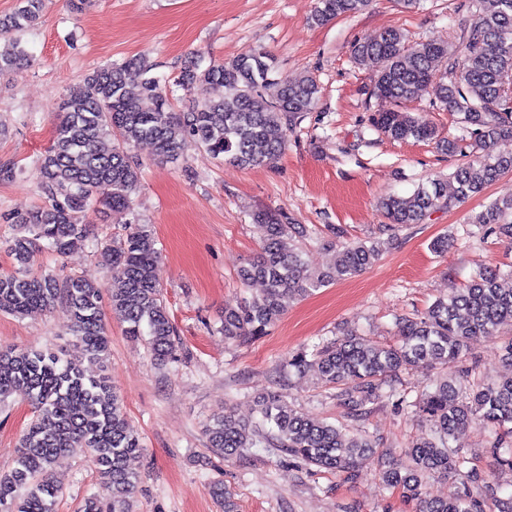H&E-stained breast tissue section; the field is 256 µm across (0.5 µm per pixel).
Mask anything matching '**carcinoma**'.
I'll use <instances>...</instances> for the list:
<instances>
[{
	"label": "carcinoma",
	"mask_w": 512,
	"mask_h": 512,
	"mask_svg": "<svg viewBox=\"0 0 512 512\" xmlns=\"http://www.w3.org/2000/svg\"><path fill=\"white\" fill-rule=\"evenodd\" d=\"M370 0H317L312 22L324 25L357 13ZM41 0H20L12 15L0 19V30L23 32L39 20ZM475 18L460 36L467 66L459 71L448 45L427 40L408 45L404 33L389 29L357 42L355 63L376 65L373 96L393 108L375 112L371 126L394 141H436L448 154L462 151L455 139L441 138L435 126L405 103L427 96L438 108L461 116L476 152L482 143L512 136V107H505L504 85L512 76V0H468ZM29 64L20 40L0 44V74ZM152 66L133 56L120 66H105L87 76L85 90L64 102L60 122L49 147L38 160L43 202L16 218L21 235L11 252L25 264L40 243L58 256L73 253L86 237V212L91 206L128 210L140 182V163L132 149L151 141L160 156L174 159L190 137L213 157L242 168L274 163L285 150L275 131L311 111L320 87L311 75L273 78L275 61L265 51L206 67L193 61L179 84L197 95L185 112H176L166 86L149 75ZM441 78L433 80L435 72ZM278 82L275 101L264 94ZM224 89L215 97L211 90ZM512 172V155L475 157L446 179H433L412 195H390L380 202L393 231L420 224L428 212L481 194L501 176ZM512 199L496 200L474 217L487 235L512 241ZM261 234L256 259L238 272L242 284H263L262 292L236 308H224V338H258L267 334L290 301L346 280L376 261L375 243L341 246L334 266L318 273L295 251L293 242L318 238L323 230L296 224L284 213L254 216ZM112 272L109 305L127 324L125 333L143 339L154 360L164 362L175 352L174 327L155 278L159 260L156 240L146 224L129 225V233L100 252ZM497 269L473 275L446 298L435 300L416 317L396 321V341L381 344L350 335L330 341L314 352L302 351L288 366L298 372L316 369L321 380L338 389L336 398L347 417L362 422L367 405L382 397L401 407H413L429 420L433 437L421 438L404 463L381 459L382 482L405 501L418 503L416 512H486L483 499L471 487L484 481L485 468L512 471V376L480 380L468 386L441 379L423 389L415 400L391 384V377L408 367H447L463 361L476 336H494L512 323V288L503 286ZM63 301L70 311L69 333L82 348L71 359L50 350L0 349V403L12 396L29 401L35 416L20 435L13 468L0 474V512H55L59 489L53 463L64 454L88 456L97 478L112 499V512H132L137 478L130 461L141 454L140 437L130 428L121 402L105 376L87 375L84 362L104 363L111 338L103 321L101 285L79 276L63 281L52 275L18 271L0 274V312L30 316ZM259 419L246 422L226 410L208 425L210 447L231 458L245 448L267 441L313 472L357 478L359 461L373 453L374 443L361 428L348 435L325 420L310 418L275 395L257 400ZM480 423L490 430L482 457L449 447L460 429ZM432 473L452 475L461 487L445 499L422 496ZM212 497L223 512H238L234 494L217 480Z\"/></svg>",
	"instance_id": "carcinoma-1"
}]
</instances>
